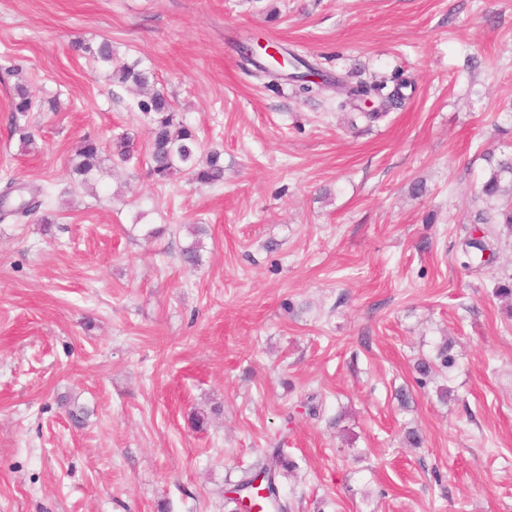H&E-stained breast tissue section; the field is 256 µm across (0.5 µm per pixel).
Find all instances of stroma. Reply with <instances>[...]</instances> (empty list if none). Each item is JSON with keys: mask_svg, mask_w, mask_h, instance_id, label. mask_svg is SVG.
Segmentation results:
<instances>
[{"mask_svg": "<svg viewBox=\"0 0 512 512\" xmlns=\"http://www.w3.org/2000/svg\"><path fill=\"white\" fill-rule=\"evenodd\" d=\"M104 39L223 183L113 154L149 126L71 49ZM259 41L342 87L247 73ZM377 81L403 99L369 120L347 89ZM86 137L89 189L69 168ZM488 152L512 153V0H0V190L43 191L53 218L0 223V512H228L274 442L290 512H512V237L488 266L461 250ZM447 341L453 366L419 375ZM31 108L32 101L27 90L23 86H18L15 93V100L12 103L11 112H14L13 117L15 119V129L21 133L20 140L24 146L32 145L34 139L31 132H29L26 127H20L19 124L17 125V121L20 117H26V114L30 112ZM101 144L94 139L84 138L75 149L71 158L72 170L84 184L95 178L101 170Z\"/></svg>", "mask_w": 512, "mask_h": 512, "instance_id": "35a3bbf8", "label": "stroma"}]
</instances>
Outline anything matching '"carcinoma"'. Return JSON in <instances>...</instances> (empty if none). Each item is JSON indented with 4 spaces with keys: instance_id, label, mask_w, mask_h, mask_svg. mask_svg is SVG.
<instances>
[{
    "instance_id": "carcinoma-1",
    "label": "carcinoma",
    "mask_w": 512,
    "mask_h": 512,
    "mask_svg": "<svg viewBox=\"0 0 512 512\" xmlns=\"http://www.w3.org/2000/svg\"><path fill=\"white\" fill-rule=\"evenodd\" d=\"M73 47L92 56L100 66L111 70L114 82L146 92L136 102L135 107L149 121L150 139L146 155L152 175L160 180H167L176 174H184L193 181L208 185L224 180L222 153L213 150L206 158H201L200 142L194 131L175 112L166 95L159 90L149 89L154 81V74L149 68L142 66L141 60L114 65L112 43L107 40L94 47L76 41ZM290 57L295 65V72L290 75V79L299 83V91L312 92L313 87L303 82V74L299 70L304 68L310 71L313 66L296 53L290 54ZM31 108L32 101L27 90L22 86L17 87L11 108L14 119L26 116ZM115 145L123 161H140L139 155L133 150L130 137L121 136ZM101 153V144L90 138L82 139L76 147L71 158L72 170L82 183H89L101 170ZM481 196L487 208L477 212L473 229L463 239V253L467 256H482L484 252L492 250L502 228L512 234V155L500 158L490 166L489 174L481 185ZM42 206L39 193L28 200H20L14 207L8 206V195H1L0 221L9 217L19 219L33 216ZM292 467L294 464L283 454L282 449L277 445L273 446L256 462L241 470L239 479L224 490V505L234 503L238 510L250 506L259 508L260 512H268L271 508L275 512H287L288 501L281 495L280 480ZM261 475L268 482V495L251 497L250 505L247 506L243 499L249 495L253 481Z\"/></svg>"
}]
</instances>
